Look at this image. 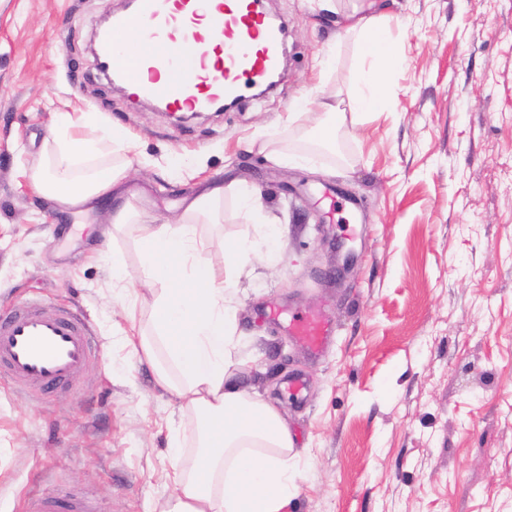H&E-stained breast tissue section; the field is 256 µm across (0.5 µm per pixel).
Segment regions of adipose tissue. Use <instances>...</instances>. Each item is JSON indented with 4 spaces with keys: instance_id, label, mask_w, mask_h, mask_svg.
I'll return each instance as SVG.
<instances>
[{
    "instance_id": "obj_1",
    "label": "adipose tissue",
    "mask_w": 512,
    "mask_h": 512,
    "mask_svg": "<svg viewBox=\"0 0 512 512\" xmlns=\"http://www.w3.org/2000/svg\"><path fill=\"white\" fill-rule=\"evenodd\" d=\"M343 30L360 59L347 109L325 103L327 113L373 112L384 104L392 71L404 59L389 16L379 0H349ZM122 129L98 113H62L43 163L32 175L39 195L63 212L82 213L111 197L125 179L111 157L125 150ZM222 182L196 195L175 224H141L131 206L112 217L114 226L134 225L144 280L156 288L151 333L140 336L137 354L158 384L176 394L202 422L199 451L185 463L180 443L169 456L175 492L166 512H281L295 488L288 461L295 440L277 407L242 390L236 380V312L231 282L204 257L199 219L215 218Z\"/></svg>"
}]
</instances>
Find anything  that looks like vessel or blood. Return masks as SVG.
<instances>
[{
	"label": "vessel or blood",
	"instance_id": "b4317fda",
	"mask_svg": "<svg viewBox=\"0 0 512 512\" xmlns=\"http://www.w3.org/2000/svg\"><path fill=\"white\" fill-rule=\"evenodd\" d=\"M212 55L189 53L190 29L199 0H135L133 10L113 22L100 41L101 65L125 83L138 99L168 107L203 108L239 98L259 83L278 61L279 32L266 20L258 0H209ZM156 27L155 47L125 45L138 21ZM289 332L313 353L331 333L324 311L296 312ZM96 338L83 315L37 298L0 308V381L15 382L49 398L70 389L86 369ZM25 512H98L92 501L72 493L29 491Z\"/></svg>",
	"mask_w": 512,
	"mask_h": 512
}]
</instances>
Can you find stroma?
Segmentation results:
<instances>
[{
	"label": "stroma",
	"instance_id": "1",
	"mask_svg": "<svg viewBox=\"0 0 512 512\" xmlns=\"http://www.w3.org/2000/svg\"><path fill=\"white\" fill-rule=\"evenodd\" d=\"M266 7L288 29L280 84L179 123L96 67L93 35L124 0H0V306L73 304L97 338L71 391L44 401L0 381V512L32 489L161 512L169 439L193 461L198 421L130 343L154 293L112 217L129 204L143 223H174L215 178L220 225L198 233L217 273L225 244L262 241L239 186L260 188L284 228L275 260L256 249L231 276L236 381L280 409L299 450L283 512H512V0H383L405 63L384 107L327 144L321 104L347 99L358 68L342 18L323 0ZM62 112L129 136L123 196L82 215L54 211L30 179ZM274 151L312 162L280 165ZM328 190L355 201L346 222ZM314 308L332 325L317 356L270 316Z\"/></svg>",
	"mask_w": 512,
	"mask_h": 512
}]
</instances>
